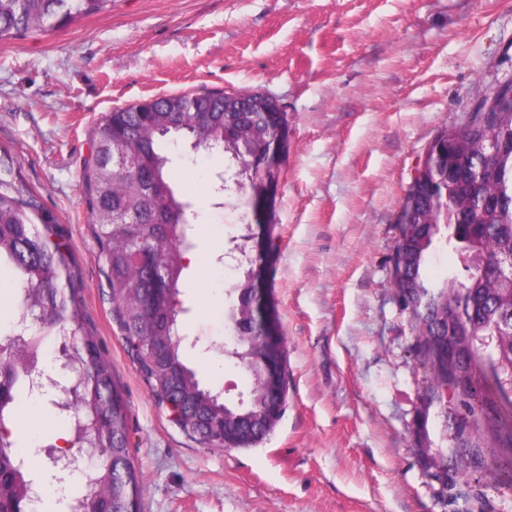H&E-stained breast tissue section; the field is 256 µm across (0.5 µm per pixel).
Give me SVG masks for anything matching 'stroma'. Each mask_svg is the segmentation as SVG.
<instances>
[{
	"mask_svg": "<svg viewBox=\"0 0 512 512\" xmlns=\"http://www.w3.org/2000/svg\"><path fill=\"white\" fill-rule=\"evenodd\" d=\"M512 79V0H112L50 35L0 43V182L25 190L35 224H56L76 261L87 322L130 408L144 477L140 512H512L501 472H440L465 408L424 407L429 371L391 285L398 215L428 143L473 119ZM259 92L288 116L275 248L265 296L288 345V401L247 449L206 448L173 423L141 379L112 314L82 184L92 131L112 107L176 91ZM206 151L173 180L210 228L185 253L189 363L230 402L251 380L210 352L228 334L222 264L231 237L259 234ZM211 272L200 287L198 265ZM22 435L41 465L64 419L29 404Z\"/></svg>",
	"mask_w": 512,
	"mask_h": 512,
	"instance_id": "1",
	"label": "stroma"
}]
</instances>
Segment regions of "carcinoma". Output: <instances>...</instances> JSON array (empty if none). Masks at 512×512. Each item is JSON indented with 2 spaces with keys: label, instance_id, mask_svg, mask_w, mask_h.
<instances>
[{
  "label": "carcinoma",
  "instance_id": "carcinoma-1",
  "mask_svg": "<svg viewBox=\"0 0 512 512\" xmlns=\"http://www.w3.org/2000/svg\"><path fill=\"white\" fill-rule=\"evenodd\" d=\"M112 0H0V41L49 33L79 17L108 9ZM224 91L172 93L144 99L107 113L92 151L83 162L82 182L99 261L112 295L113 319L152 394L181 410L180 428L200 445L237 449L267 436L288 399V350L281 346L278 387L268 386L252 356L268 319L281 323L274 305L262 313L251 301L255 280L267 274L268 259L239 247L243 279L228 291V323L236 340L224 345L252 375L250 392L237 403L204 387L186 361L179 335L185 309L183 254L193 246L200 219L190 197L170 182L165 150L183 140L191 149L224 155L238 177L237 191L250 205L265 193L267 176L258 164L282 131L287 113L224 111ZM430 163L417 171L402 204L394 248L393 283L409 309L418 346L429 367L428 404L437 389L451 390L471 420L484 423L474 439H457L455 471L465 474L485 462V439L512 451V411L497 397L473 403L477 389L512 385V96L494 90L473 121L440 130L427 147ZM33 208L10 188L0 190V272L8 270L18 294V314L0 335V512H38L31 471L17 438L4 424L13 417L35 367L34 350L47 338L63 337L62 351L79 373L68 393L69 441L95 462L80 472L83 512H139L140 469L128 448L129 407L114 384L112 367L98 336L86 326L82 289L71 273V257L54 225L39 229ZM457 233L485 259L488 274H455L438 285L423 278L431 251L445 233ZM464 312L465 330L449 331L448 315ZM458 350L448 359V347ZM266 425L252 418L273 404Z\"/></svg>",
  "mask_w": 512,
  "mask_h": 512
}]
</instances>
